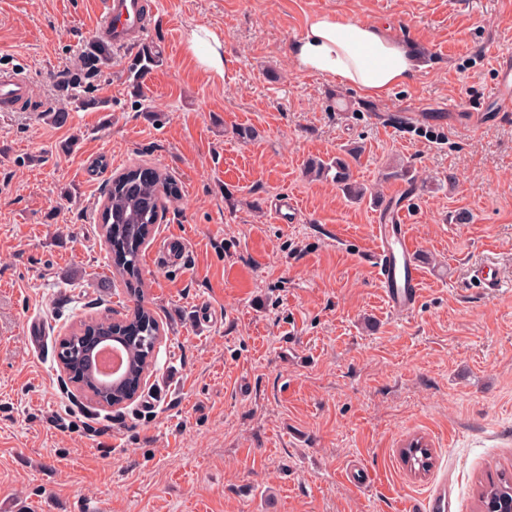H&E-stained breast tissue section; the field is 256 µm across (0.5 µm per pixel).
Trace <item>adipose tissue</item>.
Wrapping results in <instances>:
<instances>
[{
	"mask_svg": "<svg viewBox=\"0 0 512 512\" xmlns=\"http://www.w3.org/2000/svg\"><path fill=\"white\" fill-rule=\"evenodd\" d=\"M188 51L205 71L228 76L233 61L219 36L205 27L192 30ZM290 55L298 69L356 89L362 95L387 98L413 81L418 58L382 24L327 15L309 18L293 42Z\"/></svg>",
	"mask_w": 512,
	"mask_h": 512,
	"instance_id": "obj_1",
	"label": "adipose tissue"
}]
</instances>
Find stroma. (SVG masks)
<instances>
[{
  "mask_svg": "<svg viewBox=\"0 0 512 512\" xmlns=\"http://www.w3.org/2000/svg\"><path fill=\"white\" fill-rule=\"evenodd\" d=\"M144 6L146 42L113 52L87 106L61 80L104 0H0V70H25L34 104L0 112V512H424L443 484L453 512H477L482 485L512 472V112L492 99L512 0ZM316 13L414 41L412 84L371 100L298 71L289 49ZM198 25L222 38L229 80L186 51ZM147 46L162 63L132 81ZM354 146L369 196L306 178L308 159ZM399 162L412 179H385ZM134 164L180 190L136 296L99 229L108 181ZM404 189L425 285L400 315L368 256ZM285 193L300 204L286 222ZM174 237L183 263L156 264ZM485 261L494 297L472 277ZM139 301L163 331L155 393L100 406L61 372L58 338ZM416 439L433 456L422 476L400 457Z\"/></svg>",
  "mask_w": 512,
  "mask_h": 512,
  "instance_id": "obj_1",
  "label": "stroma"
}]
</instances>
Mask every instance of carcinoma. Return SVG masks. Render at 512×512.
Returning <instances> with one entry per match:
<instances>
[{
	"label": "carcinoma",
	"mask_w": 512,
	"mask_h": 512,
	"mask_svg": "<svg viewBox=\"0 0 512 512\" xmlns=\"http://www.w3.org/2000/svg\"><path fill=\"white\" fill-rule=\"evenodd\" d=\"M111 56V50L99 42L88 44L81 56L77 72L67 83L70 95L84 96L97 79L101 67ZM160 62V56L152 51H144L128 65L133 79ZM305 172L315 178L332 174L336 185L351 199L360 200L367 190L353 179L350 163L341 157L331 162L312 159ZM179 195V189L173 180L156 168L132 166L112 178L111 187L101 210V233L113 256L116 273L123 277L138 279L142 248L147 236L153 232L160 220V213L166 203ZM124 324H129L138 332L137 344L133 346L131 369L138 375L148 371L153 364L155 340L160 333V325L153 312L138 303L132 312L126 315ZM105 331L110 335L122 330V326L112 323L108 318L83 322L71 335L67 343L57 348V355L74 352L81 334L87 330ZM402 456L417 474H426L432 467L431 450L423 447L419 441L408 444ZM505 497L512 498V475L502 472L497 480L482 486L479 492L480 509L489 502Z\"/></svg>",
	"instance_id": "obj_1"
}]
</instances>
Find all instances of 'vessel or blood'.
<instances>
[{
	"instance_id": "obj_1",
	"label": "vessel or blood",
	"mask_w": 512,
	"mask_h": 512,
	"mask_svg": "<svg viewBox=\"0 0 512 512\" xmlns=\"http://www.w3.org/2000/svg\"><path fill=\"white\" fill-rule=\"evenodd\" d=\"M142 0H106L105 18L112 33V45L124 47L125 36L141 30ZM30 99L28 81L22 75H0V112L24 107ZM496 103L503 112H512V67L502 66ZM409 195H401L394 206V221L373 227L372 264L389 306L397 313H412L419 303L423 271L415 247L407 236L404 212Z\"/></svg>"
}]
</instances>
